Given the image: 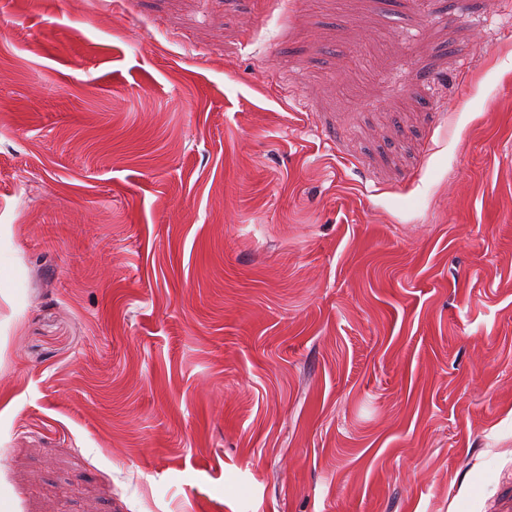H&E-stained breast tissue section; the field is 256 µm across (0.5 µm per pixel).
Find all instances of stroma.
I'll return each mask as SVG.
<instances>
[{
    "mask_svg": "<svg viewBox=\"0 0 512 512\" xmlns=\"http://www.w3.org/2000/svg\"><path fill=\"white\" fill-rule=\"evenodd\" d=\"M0 512H512V0H0Z\"/></svg>",
    "mask_w": 512,
    "mask_h": 512,
    "instance_id": "obj_1",
    "label": "stroma"
}]
</instances>
